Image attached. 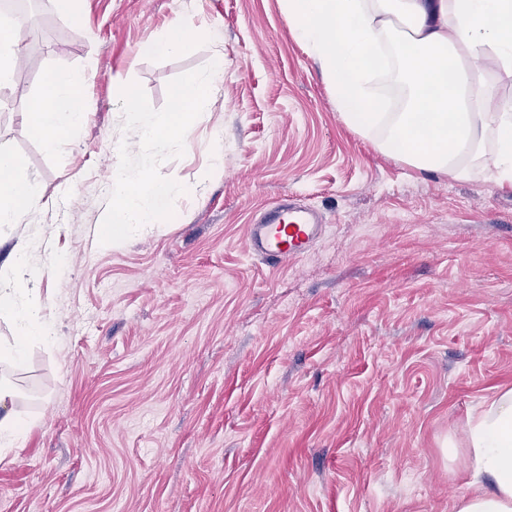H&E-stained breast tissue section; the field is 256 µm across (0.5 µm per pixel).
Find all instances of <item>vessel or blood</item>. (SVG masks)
<instances>
[{
    "mask_svg": "<svg viewBox=\"0 0 512 512\" xmlns=\"http://www.w3.org/2000/svg\"><path fill=\"white\" fill-rule=\"evenodd\" d=\"M325 230L313 209L277 204L250 225L248 247L250 253L280 264L305 255Z\"/></svg>",
    "mask_w": 512,
    "mask_h": 512,
    "instance_id": "1",
    "label": "vessel or blood"
}]
</instances>
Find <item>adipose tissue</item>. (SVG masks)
I'll return each instance as SVG.
<instances>
[{
	"label": "adipose tissue",
	"instance_id": "adipose-tissue-1",
	"mask_svg": "<svg viewBox=\"0 0 512 512\" xmlns=\"http://www.w3.org/2000/svg\"><path fill=\"white\" fill-rule=\"evenodd\" d=\"M297 40L330 83L344 122L379 133L380 147L421 172L463 180L486 172L512 188V113L487 103L495 85L481 69L490 58L512 73V0H283ZM27 34L0 13V88L15 77ZM406 92L402 111L388 112L376 90L377 59ZM83 69H51L23 111L25 123L55 149L81 127L87 112ZM20 156L0 144V223L15 224L39 200L20 175ZM24 279L0 289V313L14 324L0 360L23 364L28 343L52 344L54 328ZM466 493L452 512H512V387L499 388L466 424Z\"/></svg>",
	"mask_w": 512,
	"mask_h": 512
}]
</instances>
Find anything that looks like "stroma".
<instances>
[{"instance_id":"35a3bbf8","label":"stroma","mask_w":512,"mask_h":512,"mask_svg":"<svg viewBox=\"0 0 512 512\" xmlns=\"http://www.w3.org/2000/svg\"><path fill=\"white\" fill-rule=\"evenodd\" d=\"M37 2L0 142L42 199L0 224V276L32 242L56 341L0 363L27 425L0 455V512H452L467 477L448 445L512 386V190L414 170L350 128L281 0H84L78 23ZM177 20L222 44L149 51ZM219 49L223 87L160 166L187 188L173 217L99 246L118 145L139 140L121 87L162 108ZM91 61L85 122L48 150L21 111L47 68ZM279 200L327 232L272 267L247 231Z\"/></svg>"}]
</instances>
